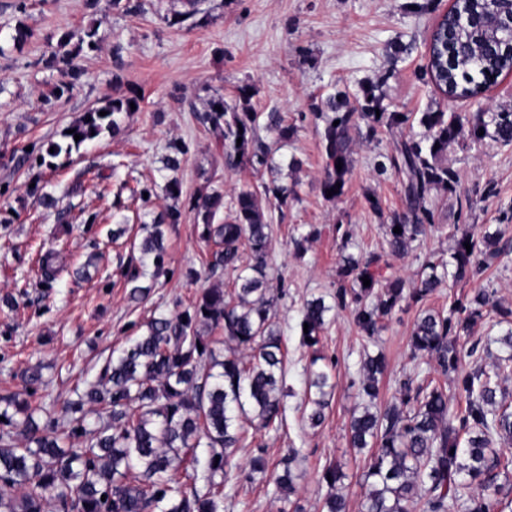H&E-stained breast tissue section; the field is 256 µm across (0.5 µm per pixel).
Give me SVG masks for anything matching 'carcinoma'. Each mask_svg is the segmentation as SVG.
Masks as SVG:
<instances>
[{"label": "carcinoma", "mask_w": 512, "mask_h": 512, "mask_svg": "<svg viewBox=\"0 0 512 512\" xmlns=\"http://www.w3.org/2000/svg\"><path fill=\"white\" fill-rule=\"evenodd\" d=\"M506 6L508 0H473L472 10L482 18ZM95 33L89 28L65 35L60 42L64 51L52 54L45 65L65 71L70 86H75L82 71L66 46L75 39L78 48L89 44L94 50ZM430 46L426 73L446 98L480 99L512 72V50L500 44L494 28L467 40L446 38L440 30ZM391 75L389 69L382 72L376 81L362 85L352 100L345 92L334 91L312 106L324 158L322 195L336 190L331 201L344 194L357 145L410 123V113L388 110L379 94ZM255 94V85L244 83L237 86L232 101L216 97L205 111L195 113L203 127L218 135L226 172L246 167L259 172L269 166L271 150L259 138L260 128L275 132L282 147L296 133L281 112L255 111ZM133 105L140 106L138 97L119 94L108 104L89 109L71 125L82 139L65 132L66 144L50 143L35 160L56 169V159H70L82 144L106 132L120 134L121 118L132 113ZM101 111L106 115H99ZM417 123L420 131L397 141L377 163L381 174L389 168L403 174L404 207L391 214L379 251L342 255L331 300L320 295L304 302L297 323L301 346H316L336 310L346 308L362 337L371 340L401 303L422 302L449 279L466 282L499 257L501 229L477 236L464 227L456 239L453 270L442 261H428L412 285L393 271L391 260L408 255L434 224L429 192L457 190L459 175L445 162L448 147L487 139L512 144L511 109L467 118L438 108L420 113ZM167 149L170 175L164 191L177 200V173L190 146L173 140ZM338 163L342 168H336ZM295 200L294 191L274 182L244 185L227 205L217 190L198 191L188 209L201 221V238L212 245L206 260L209 277L228 276L231 290L220 285L206 288L183 311L152 318L140 334L112 350L97 380L75 390L76 399L66 403L61 420L48 412L40 421L19 393L0 398V485L16 491L0 496V512H49L51 507L54 512H221L224 488L239 479L230 464L235 449L249 431H277L285 421V339L275 313L282 292L269 288L267 257L272 212L284 221ZM221 212L224 221L218 223ZM182 219L181 207L167 206L153 215L140 243H131L139 258L122 270L130 298H142L149 289L142 281H153L163 271L165 232ZM397 226L402 229L399 234L394 232ZM318 234L311 225L293 238L296 257H304L307 244ZM243 248L249 251L247 263L242 261ZM365 277L370 279L368 286L363 285ZM486 308L506 326L486 343L498 345L500 354L492 369L477 363L463 373L461 338L469 335L472 322ZM410 343L413 355L434 359L442 375H457L463 405L450 407L443 386L414 389L407 379L395 401L379 409L375 400L385 357L363 354L358 369L362 403L348 426L352 447L370 449L360 475L365 487L362 512H501L512 505L500 499L502 486L497 483L500 473L512 467V457L500 453L501 447L512 444V406L498 398L500 380L512 375V307L495 302L494 292L479 288L455 301L447 314L423 311ZM318 360L313 358L305 381L303 419L312 428L323 423L335 388L333 375L317 366ZM87 405L105 406L108 424L87 429ZM73 439L81 440V447H73ZM298 458L299 450L289 449L269 477L268 493L284 503L295 492L293 464ZM181 469L184 482L176 478ZM344 477L338 464L323 467V512H347L339 488Z\"/></svg>", "instance_id": "cac0c4a2"}]
</instances>
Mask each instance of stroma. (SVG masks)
I'll return each mask as SVG.
<instances>
[{
    "label": "stroma",
    "mask_w": 512,
    "mask_h": 512,
    "mask_svg": "<svg viewBox=\"0 0 512 512\" xmlns=\"http://www.w3.org/2000/svg\"><path fill=\"white\" fill-rule=\"evenodd\" d=\"M407 0H199L201 24L170 25L169 16L185 11L183 0H141L142 10L125 12L113 0H97L96 10L84 0H28L26 12L16 0H0V296L10 295L13 307H0V397L22 390L24 376L39 369L42 382L30 401L33 407L61 413L83 380H96L113 348L137 333L140 324L159 314L190 305L212 281L205 269L207 243L193 214L167 231L166 274L143 300L135 301L120 274L130 257L131 240L144 236L145 220L132 191L139 186H163L162 158L170 141L190 145L179 173L183 196L203 187L232 196L244 185L277 182L295 186L298 199L285 223L275 225L268 253L270 287L284 288L277 318L287 338V417L283 429L262 433L255 445L236 449L231 463L248 470L258 448L270 461L287 449H300L292 505L300 512H322L326 486L322 469L341 465V491L348 512H361L359 476L365 457L349 445L348 422L359 400L355 380L363 341L350 310H341L321 334L317 353L335 361L336 389L325 422L310 428L302 419L306 369L314 352L301 347L294 330L298 311L314 296L336 289L341 262L336 225L349 226L354 254L378 248L391 213L403 207V177L395 170L378 173L381 155L390 153L393 139L379 134L357 149L344 195L326 201L321 193L323 159L320 137L309 114L315 97L334 90L356 93L360 84L385 70L393 75L383 88L389 110L426 112L439 107L469 115L499 107L512 108V75L502 78L480 100L443 98L424 73L426 50L437 20L452 0H433L428 12L406 10ZM97 29L96 50L82 51L77 63L83 76L67 89L64 71L45 61L69 31ZM28 37L16 46L17 28ZM401 41L410 53L390 64V45ZM256 85V111L279 110L297 131L287 147L261 130L272 147L273 169L249 168L234 173L224 161L214 135L194 114L204 111L211 97L233 99L238 85ZM141 94L137 112L125 117L120 135L105 134L83 144L69 163L56 170L20 164L26 147L60 140L62 132L89 108L99 107L114 92ZM300 168L289 170L288 158ZM448 163L460 176L456 193L431 190L429 202L435 225L415 242L395 272L414 281L427 260L451 262L457 228L475 232L501 227L502 252L485 272L453 287H442L418 304H404L389 316L377 340L388 360L381 395L389 404L404 378L415 383H445L450 405L459 395L454 381L444 380L429 358L412 361L409 336L422 310L448 311L451 302L474 289L493 290L496 300L512 307V222L502 221L512 208V145L490 141L461 148L450 146ZM40 181L45 192L59 197L58 209L44 208L29 195L28 185ZM493 186L494 194L465 207L475 191ZM375 196L372 210L367 196ZM122 200V216L132 231L118 241L107 237L114 224L113 203ZM66 210V223L57 220ZM96 223H87L88 215ZM315 225L319 236L304 259H296L291 237L295 229ZM105 255L98 274L76 280L74 270L93 248ZM54 252L59 274L53 287H43L39 260ZM197 279H187L188 269ZM280 501L267 495L259 482L240 479L224 501V512H280Z\"/></svg>",
    "instance_id": "1"
}]
</instances>
